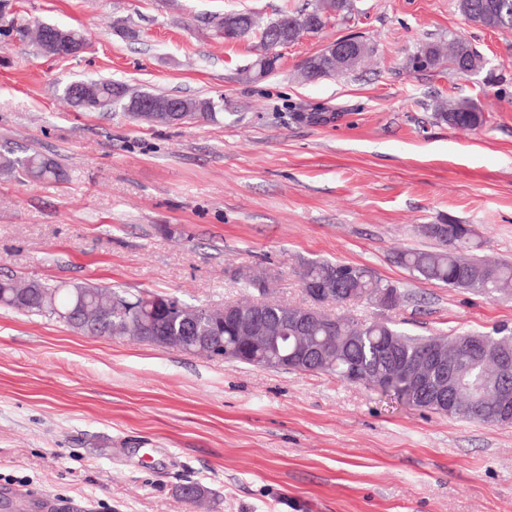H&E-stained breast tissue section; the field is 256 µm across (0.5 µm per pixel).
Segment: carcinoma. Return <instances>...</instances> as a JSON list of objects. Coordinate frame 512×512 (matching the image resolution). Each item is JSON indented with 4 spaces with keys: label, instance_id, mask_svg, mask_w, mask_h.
Masks as SVG:
<instances>
[{
    "label": "carcinoma",
    "instance_id": "carcinoma-1",
    "mask_svg": "<svg viewBox=\"0 0 512 512\" xmlns=\"http://www.w3.org/2000/svg\"><path fill=\"white\" fill-rule=\"evenodd\" d=\"M457 8L469 21L489 29L512 30V0H457ZM351 14V0H315L311 7L297 10H281L276 18L259 26L253 14L239 12V21L231 22L224 16L215 23L216 30L231 40L258 38L260 53L255 63L243 71V77L253 81L261 74L256 65L263 63L269 54L280 59L278 50L285 46V37L314 26L326 28L335 20H344ZM373 48L361 45L352 60L347 61L334 54L318 53L308 58L300 69L307 81L331 77L354 70ZM427 59L425 69L446 68L457 75L481 72L485 63L483 56L463 36L448 41L443 47L439 41L422 45L408 58V67L419 70L418 56ZM95 96L87 111L112 105L122 93L127 97L142 95L129 86L111 80L92 82ZM186 112L184 122L213 121L217 118L216 106L209 98H180ZM435 119L451 128L473 129L484 125L487 118L480 109L468 100L440 102L434 112ZM0 165L18 167L33 180L52 178L59 181L64 171L50 159L37 155L24 160L3 158ZM422 232L439 241L442 248L435 251L399 249L395 262L422 280L461 288L473 293L490 296L512 293V263H486L474 257L473 251L481 246L476 234L467 224L448 223L443 226L425 224ZM301 285L310 284L327 288L332 301L346 304L353 299L375 301L380 307L390 309L400 302L398 289L379 279L371 269L363 265L332 263L328 261L305 262L298 271ZM168 300L174 304L178 299L161 293H120L107 291L96 285L50 286L38 281L19 284L12 278L0 279V307L16 310L31 316H53L64 320L73 329L90 336H135L137 341L161 348L183 350L179 337L184 335L179 319L173 314L160 315L150 328L133 327L130 321L116 317V311L130 303L137 305ZM196 318L217 351L227 360L268 368H281L278 359L264 358L262 351L239 340V320L254 317L251 303H239L235 317L224 318L220 313L206 307H194ZM301 307H286L279 303L263 304L262 321L268 324L273 336L280 335V322L288 313H301ZM307 335L324 346L323 355L317 360L303 362L300 371L333 374L343 380L351 364L359 365L362 383L380 390L409 406L431 409L450 417L473 419L493 425H512V416L504 418L494 409L498 391L507 386L512 389V377L505 380L498 375L497 352L504 346H512V331L499 328L491 333L461 332L451 338L442 336H411L388 321H358L351 317H331L320 310L311 323ZM393 337L398 344V356L417 365L424 359L428 347L439 344L448 348V355L459 359L462 381L442 410L422 400L412 383L405 377L382 373L378 370L380 343ZM479 342L485 357L478 365L468 361L466 347Z\"/></svg>",
    "mask_w": 512,
    "mask_h": 512
}]
</instances>
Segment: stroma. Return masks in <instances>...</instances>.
Wrapping results in <instances>:
<instances>
[{
  "label": "stroma",
  "instance_id": "stroma-1",
  "mask_svg": "<svg viewBox=\"0 0 512 512\" xmlns=\"http://www.w3.org/2000/svg\"><path fill=\"white\" fill-rule=\"evenodd\" d=\"M307 2L0 0V156L38 154L66 174L0 169V278L220 309L260 266L267 300L305 306L301 264L329 260L368 266L402 295L392 310L362 300L330 314L414 336L512 329V293L426 283L393 261L434 249L422 225L451 218L485 240L478 259L512 262V31L474 25L456 0H353L348 21L243 81L254 41H225L212 20L266 22ZM14 22L81 31L86 48L46 55ZM455 34L483 71L407 70L420 45ZM349 35L375 56L300 78L306 58ZM97 79L210 98L225 115L151 126L67 103L65 82ZM450 98L473 100L487 123L437 122ZM190 482L202 506L182 500ZM0 512H512V426L0 308Z\"/></svg>",
  "mask_w": 512,
  "mask_h": 512
}]
</instances>
